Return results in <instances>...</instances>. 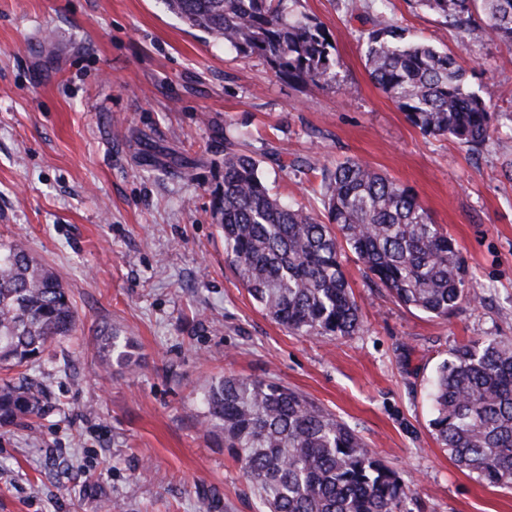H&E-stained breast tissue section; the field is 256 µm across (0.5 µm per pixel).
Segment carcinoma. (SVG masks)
Masks as SVG:
<instances>
[{"mask_svg":"<svg viewBox=\"0 0 512 512\" xmlns=\"http://www.w3.org/2000/svg\"><path fill=\"white\" fill-rule=\"evenodd\" d=\"M189 27L243 57L266 60L291 81L326 82L339 64L329 32L293 18L286 0H163ZM464 27L512 49V0H419ZM374 83L427 135L469 147L495 131L491 106L470 89L455 55L405 40L383 10L366 34ZM246 130L224 136V174L211 216L224 234L231 267L261 309L300 336L344 337L361 325L340 261L347 245L366 275L399 302L448 316L466 297L458 245L434 223L408 186L347 160L321 169L326 220L282 200L267 186L261 161L242 149ZM77 314L58 278L17 245L0 244V368L28 367L46 345L71 335ZM107 367L133 364L115 329L96 337ZM41 390L0 385V426L40 410ZM205 427L224 438L265 512H410L409 487L335 414L272 381L223 376L202 396ZM429 427L454 461L489 483L512 486V340H470L436 370Z\"/></svg>","mask_w":512,"mask_h":512,"instance_id":"cac0c4a2","label":"carcinoma"}]
</instances>
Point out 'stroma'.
<instances>
[{"label": "stroma", "instance_id": "35a3bbf8", "mask_svg": "<svg viewBox=\"0 0 512 512\" xmlns=\"http://www.w3.org/2000/svg\"><path fill=\"white\" fill-rule=\"evenodd\" d=\"M340 65L288 81L168 12L162 0H0V243L51 269L77 313L10 380L38 382L37 416L0 427V512H263L202 424L212 377L276 380L340 417L410 487L409 512H512V489L459 468L429 428L438 364L471 339H512V50L389 0L407 39L457 55L498 115L474 149L411 125L372 82L371 0H294ZM247 127L272 193L321 212L319 171L357 159L411 187L458 243L471 287L448 317L342 262L362 324L298 336L234 275L210 216L225 127ZM104 325L136 367L104 369Z\"/></svg>", "mask_w": 512, "mask_h": 512}]
</instances>
